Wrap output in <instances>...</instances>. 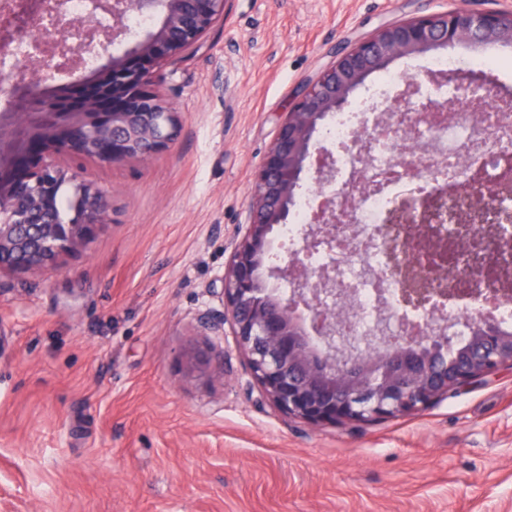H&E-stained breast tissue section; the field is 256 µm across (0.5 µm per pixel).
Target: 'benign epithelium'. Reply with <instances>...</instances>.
<instances>
[{"label":"benign epithelium","instance_id":"benign-epithelium-1","mask_svg":"<svg viewBox=\"0 0 512 512\" xmlns=\"http://www.w3.org/2000/svg\"><path fill=\"white\" fill-rule=\"evenodd\" d=\"M227 0H94V10L112 15L108 39L129 36L126 16L131 11L152 13L163 8L155 30L90 75L46 90L33 77L17 93L14 107L26 116L15 127L0 119V273L27 274L56 268L68 255L87 246L104 221L105 193L90 184L76 186L77 223L52 216L47 202L67 180L54 160L78 154L99 163L130 159L147 161L170 149L175 141L177 115L172 104L154 89L156 73L197 44L224 16ZM39 14L66 21L65 0H40ZM456 43L512 44V8L489 12L463 9L432 13L385 25L356 43L331 66L311 79L280 116L276 137L260 165L249 223L238 228L227 272L221 279L224 312L216 327L231 322L237 348L244 353L253 380L283 414L314 426L367 423L374 419L412 415L458 388L512 369V349L481 350L466 367L443 380L436 392L418 401L408 388L419 370L414 349L429 340L408 336L377 354L380 379L367 381L359 391L333 400L318 389L321 378L296 336L306 332L304 312L325 331L336 309L320 306L316 297L299 289L290 299L270 300L254 287L258 257L266 255L270 233L285 224L301 174L313 170L312 146L318 125L340 111L351 94L372 73L394 60L421 55ZM55 69L76 68L80 58L72 46L56 41L36 43L37 67L45 58ZM470 98L454 111H476L475 99L486 90L484 75L460 79ZM199 374L211 368V356L197 349L188 358Z\"/></svg>","mask_w":512,"mask_h":512}]
</instances>
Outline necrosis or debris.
<instances>
[{"mask_svg":"<svg viewBox=\"0 0 512 512\" xmlns=\"http://www.w3.org/2000/svg\"><path fill=\"white\" fill-rule=\"evenodd\" d=\"M498 63L492 54L428 59L429 80L385 75L326 126L329 173L298 198L293 223L269 252L299 259L296 276L275 282L277 293L335 288L337 339L359 350L404 336L462 340L479 309L512 326V179L503 175L512 167V103L489 92L477 111L456 112L462 90L444 82L460 67L483 72ZM409 85L440 112L381 111ZM431 196L439 199L433 223L448 242L445 260L432 262L405 210Z\"/></svg>","mask_w":512,"mask_h":512,"instance_id":"1","label":"necrosis or debris"}]
</instances>
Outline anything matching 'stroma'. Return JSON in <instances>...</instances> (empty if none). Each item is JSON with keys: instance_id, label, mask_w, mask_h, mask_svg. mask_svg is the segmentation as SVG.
Segmentation results:
<instances>
[{"instance_id": "35a3bbf8", "label": "stroma", "mask_w": 512, "mask_h": 512, "mask_svg": "<svg viewBox=\"0 0 512 512\" xmlns=\"http://www.w3.org/2000/svg\"><path fill=\"white\" fill-rule=\"evenodd\" d=\"M502 0H230L161 68L173 147L64 157L108 194L58 269L0 274V512H512V370L416 415H283L205 324L281 112L378 28ZM212 348L224 370L188 376Z\"/></svg>"}]
</instances>
